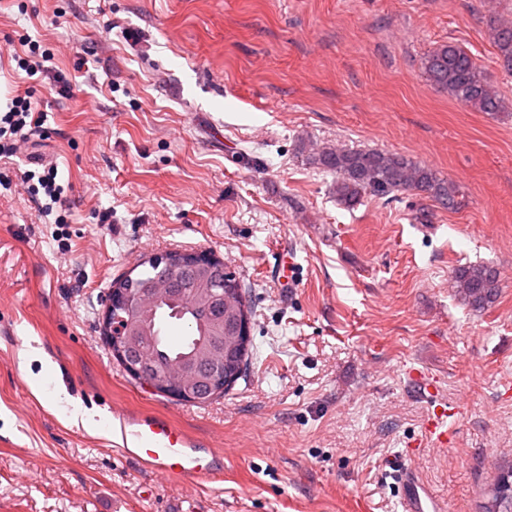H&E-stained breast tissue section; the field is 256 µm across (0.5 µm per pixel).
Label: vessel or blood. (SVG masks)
Returning a JSON list of instances; mask_svg holds the SVG:
<instances>
[{
  "label": "vessel or blood",
  "mask_w": 512,
  "mask_h": 512,
  "mask_svg": "<svg viewBox=\"0 0 512 512\" xmlns=\"http://www.w3.org/2000/svg\"><path fill=\"white\" fill-rule=\"evenodd\" d=\"M452 415L447 402L433 401L424 429L435 442L447 443L448 420ZM112 433L119 441L121 458L169 483L210 478L224 470L222 452L196 439L163 414L113 411ZM391 470L403 512H443L412 467L400 461L392 463Z\"/></svg>",
  "instance_id": "b4317fda"
}]
</instances>
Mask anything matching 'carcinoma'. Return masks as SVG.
Here are the masks:
<instances>
[{
  "instance_id": "obj_1",
  "label": "carcinoma",
  "mask_w": 512,
  "mask_h": 512,
  "mask_svg": "<svg viewBox=\"0 0 512 512\" xmlns=\"http://www.w3.org/2000/svg\"><path fill=\"white\" fill-rule=\"evenodd\" d=\"M494 42L504 65L512 68V27L494 29ZM427 79L464 106L481 112H503L505 101L495 90L490 77L473 57L459 46L440 45L423 58ZM307 160L317 168L336 175V200L354 208L370 193L387 196L411 192L429 199L444 209L457 207L455 188L432 169L401 155L324 147L308 153ZM159 277L170 282V292L154 308L135 313L131 328L142 336L147 352L145 370L162 374L173 367H190L208 372L224 362V373L241 379L252 356L253 342L240 345L231 339L236 315L221 309L219 299L228 287L242 289L236 278H225L224 263L217 260L189 262L173 268L149 259L143 270L132 277L113 282L112 287L139 289ZM456 293L470 307L481 310L494 303L500 292V274L486 266H463L455 270ZM174 319L187 321L191 335L177 344L170 343L161 326ZM482 512H512V461L504 465L485 492Z\"/></svg>"
}]
</instances>
